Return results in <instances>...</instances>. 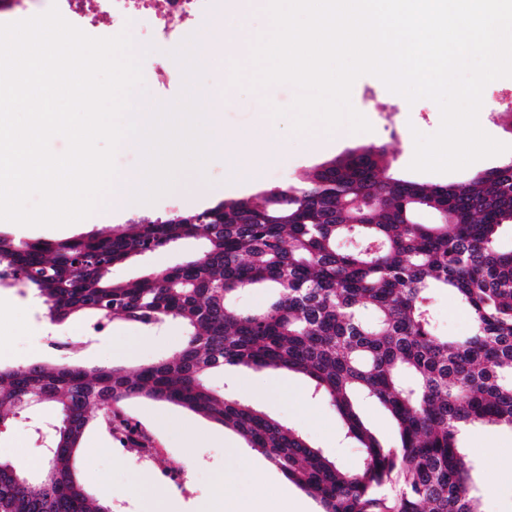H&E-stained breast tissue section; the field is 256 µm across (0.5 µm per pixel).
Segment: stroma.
Returning a JSON list of instances; mask_svg holds the SVG:
<instances>
[{
	"label": "stroma",
	"instance_id": "35a3bbf8",
	"mask_svg": "<svg viewBox=\"0 0 512 512\" xmlns=\"http://www.w3.org/2000/svg\"><path fill=\"white\" fill-rule=\"evenodd\" d=\"M126 29L136 49L145 52L143 66L158 61L170 74L164 84L145 79V105L149 108L175 99L182 91V70L171 57V50L189 37L219 32L217 19L211 14L192 26H177L171 36L152 40L145 39L139 21H129ZM223 80L222 71L208 69L201 84L218 103L225 137H238L241 149L245 150L256 129L263 122H272L276 164L252 181L231 185L225 178L223 158L212 159L204 171H181L175 188L155 203L101 207L85 223L72 225L66 235L73 238L88 232L104 233L117 225L165 218L176 212L201 211L223 201L257 200L268 191L296 183L314 168L369 144L387 146L391 169L396 175L428 185L461 183L503 161L497 155L448 173L410 170L413 133L436 132L441 122L440 110L428 99L408 103L371 75L359 77L351 90V103L370 122L371 131L353 133L343 126L331 133L320 132L315 139L306 133L293 132L289 120L269 119V105L291 106L296 94L292 86L280 84L258 91L236 86L225 93L220 89ZM510 110L512 78L489 83L483 92L479 122L485 132L506 144H512V123L506 118ZM201 247V241L188 240L158 250L139 262L114 267L112 275L117 279H132L150 270L169 268ZM433 308L438 334H469V318L450 294L437 293ZM184 336L181 324L175 321L150 331L118 319L106 323L97 332L82 318L52 326L31 298L0 288V344L8 348L7 354L0 358L4 367L40 359L50 364L77 360L89 367L109 364L132 369L172 355L182 346ZM208 382L218 390L230 388L259 405L346 468L359 466L361 452L353 440L345 438L340 416L334 407L314 395L311 381L303 375L277 369L229 368L211 373ZM126 413L153 435L165 454L155 463L138 464L134 458L115 451L114 442L104 429L96 425L89 427L76 454L75 474L87 493L105 501L127 497L132 481L144 476L161 497L173 503L174 512H201L212 496L214 473L236 470L242 457L255 454L232 429L172 404L139 400L127 405ZM463 443L476 467L474 478L480 489L482 512H512V430L476 425L465 433ZM189 453L194 456L190 465L185 462ZM0 458L24 463L31 475H39L42 450L23 417L0 426ZM175 468L184 472V488H176L163 479V471ZM282 481L281 471L268 460H261L252 481L239 482L227 490V504L234 512L253 505L260 506L262 512H286L288 503L283 497ZM255 483L267 491L266 499L259 504L254 503L251 495Z\"/></svg>",
	"mask_w": 512,
	"mask_h": 512
}]
</instances>
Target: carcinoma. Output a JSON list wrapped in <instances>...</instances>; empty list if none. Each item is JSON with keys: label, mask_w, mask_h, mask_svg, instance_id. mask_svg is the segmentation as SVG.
I'll return each mask as SVG.
<instances>
[{"label": "carcinoma", "mask_w": 512, "mask_h": 512, "mask_svg": "<svg viewBox=\"0 0 512 512\" xmlns=\"http://www.w3.org/2000/svg\"><path fill=\"white\" fill-rule=\"evenodd\" d=\"M374 144L307 173L262 201H224L172 216L46 242L0 235V286L37 298L52 323L93 328L121 319L146 330L181 322L170 357L130 371L36 360L0 366V424L27 414L50 425L42 477L0 460V512H112L77 482L73 460L93 420L117 433L119 413L149 398L236 431L323 512H482L462 427L512 429V159L460 185H427L389 172ZM195 238L183 263L133 280L112 268ZM272 288L265 307L237 300ZM453 294L470 317L462 337L436 334L432 307ZM226 366L276 367L313 381L362 449L347 470L257 404L212 389ZM376 401L396 439L363 422L357 401Z\"/></svg>", "instance_id": "1"}]
</instances>
